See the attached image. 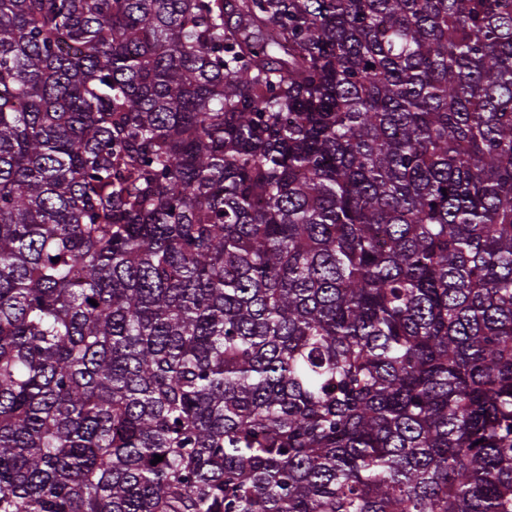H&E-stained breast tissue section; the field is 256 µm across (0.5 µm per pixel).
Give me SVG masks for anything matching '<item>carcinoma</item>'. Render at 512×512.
I'll return each mask as SVG.
<instances>
[{
  "label": "carcinoma",
  "instance_id": "cac0c4a2",
  "mask_svg": "<svg viewBox=\"0 0 512 512\" xmlns=\"http://www.w3.org/2000/svg\"><path fill=\"white\" fill-rule=\"evenodd\" d=\"M0 512H512V0H0Z\"/></svg>",
  "mask_w": 512,
  "mask_h": 512
}]
</instances>
